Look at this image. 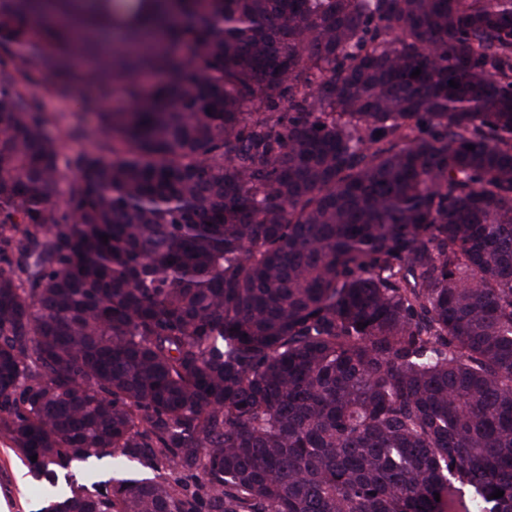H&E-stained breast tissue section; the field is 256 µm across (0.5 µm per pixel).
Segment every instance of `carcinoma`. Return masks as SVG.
<instances>
[{"label":"carcinoma","mask_w":512,"mask_h":512,"mask_svg":"<svg viewBox=\"0 0 512 512\" xmlns=\"http://www.w3.org/2000/svg\"><path fill=\"white\" fill-rule=\"evenodd\" d=\"M36 73L126 101L63 194ZM0 429L158 472L44 512H512V0H0Z\"/></svg>","instance_id":"cac0c4a2"}]
</instances>
